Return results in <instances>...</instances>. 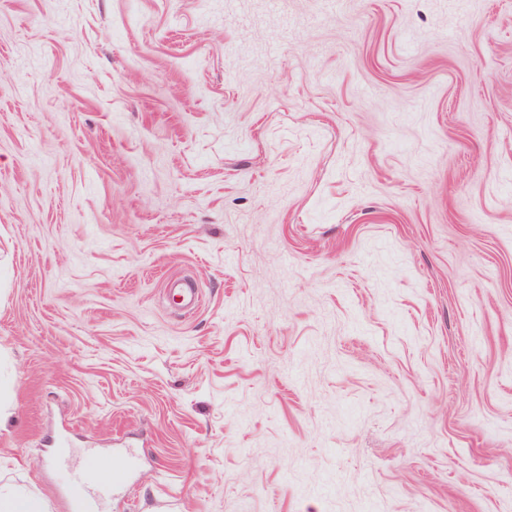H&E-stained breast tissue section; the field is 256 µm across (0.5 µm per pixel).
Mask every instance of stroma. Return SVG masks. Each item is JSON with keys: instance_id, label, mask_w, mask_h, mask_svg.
<instances>
[{"instance_id": "obj_1", "label": "stroma", "mask_w": 512, "mask_h": 512, "mask_svg": "<svg viewBox=\"0 0 512 512\" xmlns=\"http://www.w3.org/2000/svg\"><path fill=\"white\" fill-rule=\"evenodd\" d=\"M90 448L100 512H512V0H0V484ZM141 467V457L136 448H117L112 451V487L117 492L124 488L131 476Z\"/></svg>"}]
</instances>
